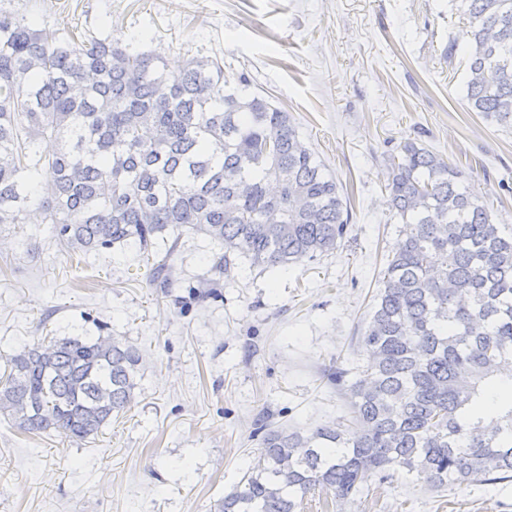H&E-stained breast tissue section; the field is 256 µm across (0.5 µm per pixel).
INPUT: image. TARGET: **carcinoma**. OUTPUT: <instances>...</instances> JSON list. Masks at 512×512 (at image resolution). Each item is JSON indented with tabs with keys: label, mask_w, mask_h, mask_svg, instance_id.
Here are the masks:
<instances>
[{
	"label": "carcinoma",
	"mask_w": 512,
	"mask_h": 512,
	"mask_svg": "<svg viewBox=\"0 0 512 512\" xmlns=\"http://www.w3.org/2000/svg\"><path fill=\"white\" fill-rule=\"evenodd\" d=\"M467 21L468 106L512 128V0H452ZM400 238L360 344L366 365L326 378L346 429L264 425L250 471L214 512L343 504L365 475L404 468L432 488L512 480V227L492 222L452 163L408 139L386 158ZM78 251L184 228L239 258L286 268L336 249L347 200L288 111L194 56L58 32L0 6V224L32 213ZM137 348L53 337L5 358L0 415L35 435L95 437L135 398Z\"/></svg>",
	"instance_id": "obj_1"
}]
</instances>
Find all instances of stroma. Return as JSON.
Returning <instances> with one entry per match:
<instances>
[{"label":"stroma","mask_w":512,"mask_h":512,"mask_svg":"<svg viewBox=\"0 0 512 512\" xmlns=\"http://www.w3.org/2000/svg\"><path fill=\"white\" fill-rule=\"evenodd\" d=\"M41 26L195 55L245 73L291 115L350 199L335 250L287 268L241 261L183 229L169 285L136 246L69 251L47 224L0 226V355L99 326L142 354L136 399L97 437L35 436L0 417V512H214L259 452L263 419L341 421L329 362L358 345L400 224L385 158L420 139L461 169L495 223L512 225V128L469 111L464 75L440 58L465 25L451 0H11ZM347 512H512V481L431 489L407 470L370 475Z\"/></svg>","instance_id":"stroma-1"}]
</instances>
